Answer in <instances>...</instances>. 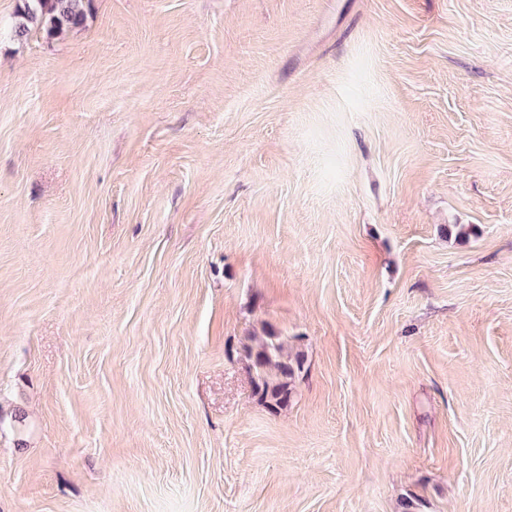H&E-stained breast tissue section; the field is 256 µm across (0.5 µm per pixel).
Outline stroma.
Returning a JSON list of instances; mask_svg holds the SVG:
<instances>
[{
	"mask_svg": "<svg viewBox=\"0 0 512 512\" xmlns=\"http://www.w3.org/2000/svg\"><path fill=\"white\" fill-rule=\"evenodd\" d=\"M16 5L0 512H512V0ZM11 36L18 41L36 29L47 40L58 39L84 26L93 0H18ZM279 372L282 378H287L291 375L288 365L280 364ZM281 377L271 378L267 375L260 378L257 384V389L265 401L275 406H283L288 403V382L284 381Z\"/></svg>",
	"mask_w": 512,
	"mask_h": 512,
	"instance_id": "1",
	"label": "stroma"
}]
</instances>
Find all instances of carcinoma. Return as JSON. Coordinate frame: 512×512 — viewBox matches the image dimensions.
I'll use <instances>...</instances> for the list:
<instances>
[{
    "instance_id": "1",
    "label": "carcinoma",
    "mask_w": 512,
    "mask_h": 512,
    "mask_svg": "<svg viewBox=\"0 0 512 512\" xmlns=\"http://www.w3.org/2000/svg\"><path fill=\"white\" fill-rule=\"evenodd\" d=\"M93 0H19L11 36L22 41L36 29L48 40L58 39L84 26L92 10ZM280 376L260 378L257 389L262 399L275 406L288 403L290 368L279 365Z\"/></svg>"
}]
</instances>
